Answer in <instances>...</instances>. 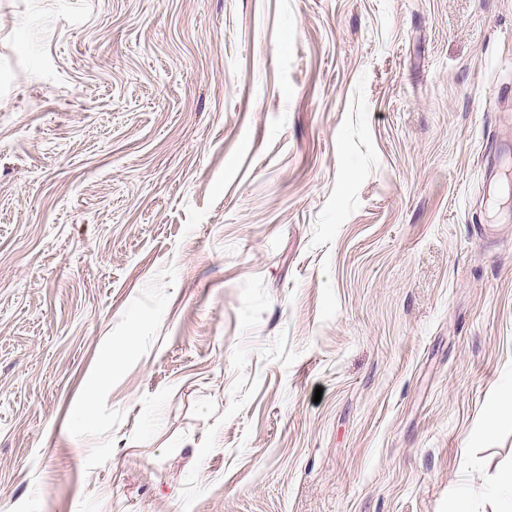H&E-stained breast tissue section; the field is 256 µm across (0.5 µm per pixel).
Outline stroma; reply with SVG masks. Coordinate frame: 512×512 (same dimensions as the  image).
I'll list each match as a JSON object with an SVG mask.
<instances>
[{
  "instance_id": "stroma-1",
  "label": "stroma",
  "mask_w": 512,
  "mask_h": 512,
  "mask_svg": "<svg viewBox=\"0 0 512 512\" xmlns=\"http://www.w3.org/2000/svg\"><path fill=\"white\" fill-rule=\"evenodd\" d=\"M511 167L512 0H0V512H492Z\"/></svg>"
}]
</instances>
